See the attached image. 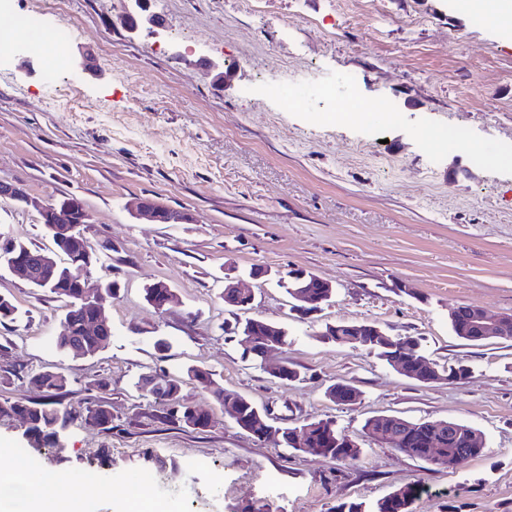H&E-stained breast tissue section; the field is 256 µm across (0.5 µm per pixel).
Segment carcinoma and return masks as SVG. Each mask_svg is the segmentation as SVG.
Here are the masks:
<instances>
[{
	"label": "carcinoma",
	"instance_id": "1",
	"mask_svg": "<svg viewBox=\"0 0 512 512\" xmlns=\"http://www.w3.org/2000/svg\"><path fill=\"white\" fill-rule=\"evenodd\" d=\"M56 248L63 255V262L55 277L50 281L39 280L34 286L53 294L65 301L67 312L64 317V327L68 332L58 337L61 349L78 354H92L103 348L101 342L92 336L81 335V324L88 315H99L101 311L92 303L86 301L87 289L84 279L77 275V270L93 261V257L85 254V249L80 246H70L65 242L55 243ZM34 248L23 243L13 241L0 234V265L10 261H21L28 257ZM95 262V261H93ZM95 265L99 270L107 273L110 265L107 260L97 261ZM310 286L309 292L315 294L318 289L310 279H300L298 273H288V281L284 288L290 297H295V291L304 286ZM268 321L248 317L239 323V329L244 334H250L259 338L262 342L287 343V333L283 328H278L277 335L267 334ZM326 340L338 344L358 347L372 345L378 348V355L388 365L403 355L410 354L413 347L420 342L413 336H403L401 341L386 339L374 342L370 336H328ZM469 375L466 365L459 363L449 368L448 375L439 374L433 381L447 378L449 380H461ZM188 379L196 382L203 389L209 391L219 403H224V398L235 397L241 403L239 415L235 423L239 426H249L257 432L261 429L262 420L256 414L257 406L248 398L224 388L214 377L213 373L201 368L187 370ZM39 386L47 393V400L43 403H26L23 401H6L0 404V418H17L24 426V435L34 450L38 448H63L60 432L67 421V410L58 408L56 397L66 393V379L55 372H41L35 376ZM414 380L427 383L431 380L415 376ZM164 385V395L169 406L164 419L177 422L185 428L202 430L211 423L208 414L194 411L189 407L175 403L181 384L166 377L159 378ZM87 416L95 420L98 425L106 430L112 429V412L107 406L100 403L89 402L85 407ZM389 419L376 415L368 418L364 427L368 428V436L380 445L395 448L407 455L428 461L434 465L444 466L448 464V458L459 457L472 460L482 455L484 448L470 441L468 433L473 425L459 423L457 435L448 437L438 432V426L443 424L441 420H428L423 422L410 421L408 424L396 423L388 429L385 423ZM313 427L312 443L309 447L301 449V452L328 458L337 462L346 463L357 460L362 449L344 448L342 432L336 428V422L332 419H319L310 422ZM423 494V488L418 484H406L398 487L386 497L377 500L371 505L362 502L344 503L337 507L336 512H415L414 504Z\"/></svg>",
	"mask_w": 512,
	"mask_h": 512
}]
</instances>
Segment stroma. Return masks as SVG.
Listing matches in <instances>:
<instances>
[{
  "label": "stroma",
  "mask_w": 512,
  "mask_h": 512,
  "mask_svg": "<svg viewBox=\"0 0 512 512\" xmlns=\"http://www.w3.org/2000/svg\"><path fill=\"white\" fill-rule=\"evenodd\" d=\"M16 4L42 8L48 29L74 21L66 55L80 65L54 74L22 47L0 49V180L42 202L82 201L85 236L113 246L119 290L103 299L108 346L73 356L57 345L61 302L0 270V296L20 310L0 325V402L45 401L33 377L52 371L65 376L72 410L63 449L40 456L27 452L19 420L0 419L8 459L99 476L111 494L92 512H115L147 476L169 512H243L260 500L334 512L406 484L426 489L416 512H512V341L475 346L449 328L462 305L512 313V164L487 161L512 155V43L449 0H148L161 38L126 30L129 0ZM318 77L337 100L356 95L381 117L325 121ZM459 127L467 146L427 139ZM139 198L193 221L142 223L130 213ZM0 233L52 246L30 207L0 201ZM228 266L254 293L253 316L288 334L266 362L245 358L230 331ZM253 267L268 276L250 278ZM292 269L331 282L330 305L293 312L279 284ZM158 281L180 298L164 314L144 298ZM341 321L419 338L439 370L460 361L471 374L422 384L376 351L319 339ZM160 337L170 350L156 348ZM284 363L299 380L272 375ZM189 366L212 371L273 425L334 419L362 455L341 463L254 439L190 380L179 401L209 413L210 426L164 421L138 382ZM338 381L357 388V403L326 397ZM88 397L111 409V430L86 419ZM380 414L470 423L484 453L448 469L380 447L362 432Z\"/></svg>",
  "instance_id": "1"
}]
</instances>
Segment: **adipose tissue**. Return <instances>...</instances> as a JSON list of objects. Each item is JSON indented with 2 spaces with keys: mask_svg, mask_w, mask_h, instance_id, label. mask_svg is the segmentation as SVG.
<instances>
[{
  "mask_svg": "<svg viewBox=\"0 0 512 512\" xmlns=\"http://www.w3.org/2000/svg\"><path fill=\"white\" fill-rule=\"evenodd\" d=\"M455 8L512 39V0H456ZM49 482L59 486L67 479L56 476ZM49 482L22 467H10L8 475L0 477V512H89L91 503L105 493L103 487L87 483L73 494L49 495Z\"/></svg>",
  "mask_w": 512,
  "mask_h": 512,
  "instance_id": "1",
  "label": "adipose tissue"
}]
</instances>
